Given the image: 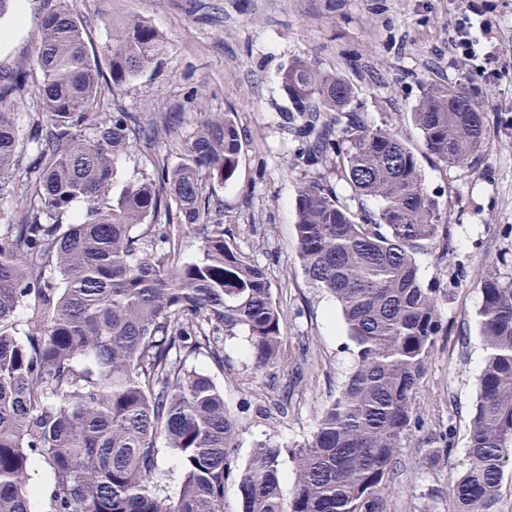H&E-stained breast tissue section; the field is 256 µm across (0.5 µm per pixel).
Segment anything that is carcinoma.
<instances>
[{"mask_svg": "<svg viewBox=\"0 0 512 512\" xmlns=\"http://www.w3.org/2000/svg\"><path fill=\"white\" fill-rule=\"evenodd\" d=\"M41 25L45 118L12 187L14 223L0 232V512H35L40 466L51 476L46 512H224L232 477L241 512H386L384 490L443 331L438 289L416 263L441 227L416 152L361 119L344 78L301 59L282 71L307 157L336 174L298 187V255L310 286L336 299L355 361L310 438L261 444L239 467L224 391L190 365L203 353L223 364L224 341L240 334L255 370L281 359L282 316L265 269L226 242L220 204L203 185L205 175L234 176L239 128L228 113L201 115L175 142L178 166L147 154L151 173L112 198L117 161L181 116L100 111L104 74L73 0H45ZM162 47L151 25L125 22L107 46L111 84L145 71ZM26 85L24 69L0 79L2 178L18 157L14 109ZM484 114L466 85L426 83L413 119L429 155L462 166L483 142ZM75 203L83 212L62 223ZM184 227L202 239L192 262L176 258ZM480 288L487 355L449 512H498L512 465V280L489 272ZM167 451L180 470L172 490L161 482ZM285 457L294 464L287 494Z\"/></svg>", "mask_w": 512, "mask_h": 512, "instance_id": "cac0c4a2", "label": "carcinoma"}]
</instances>
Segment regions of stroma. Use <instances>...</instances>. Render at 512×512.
<instances>
[{"instance_id":"35a3bbf8","label":"stroma","mask_w":512,"mask_h":512,"mask_svg":"<svg viewBox=\"0 0 512 512\" xmlns=\"http://www.w3.org/2000/svg\"><path fill=\"white\" fill-rule=\"evenodd\" d=\"M28 21L0 44V75L18 66L28 85L16 110L21 163L32 157L31 128L40 117L34 64L41 37V0H26ZM466 0H75L87 39L104 50L129 17L159 31L165 51L136 79L104 97L108 112H177L175 136L154 151L166 167L181 157L175 137L193 132L200 113H231L242 135L233 180L205 179L221 206L228 243L263 266L283 318L281 361L273 373L254 369L245 337L224 344V361L193 365L224 390L239 423L238 464L256 445L304 442L354 365L353 344L335 300L311 288L301 269L295 197L318 173L295 136L292 104L281 73L294 60L345 78L362 119L388 124L418 154L425 185L443 224L436 250L416 256L424 283L447 291L445 332L436 339L414 414L422 426L399 453L400 470L385 490L387 512H448V492L467 464L471 417L484 367L479 333L480 283L488 271L512 276V0H492L500 25L491 42L503 52L494 81L483 82L456 59L451 36ZM470 86L483 101L486 139L461 167L423 151L411 112L424 83ZM276 385H269V375ZM447 436V458L428 464L430 438Z\"/></svg>"}]
</instances>
